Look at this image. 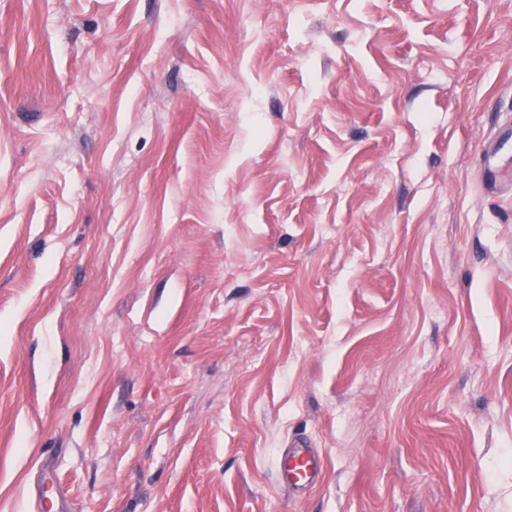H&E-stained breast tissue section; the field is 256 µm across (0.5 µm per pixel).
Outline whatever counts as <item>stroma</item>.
Segmentation results:
<instances>
[{"label": "stroma", "mask_w": 512, "mask_h": 512, "mask_svg": "<svg viewBox=\"0 0 512 512\" xmlns=\"http://www.w3.org/2000/svg\"><path fill=\"white\" fill-rule=\"evenodd\" d=\"M510 126L512 0H0V512H512ZM322 465L314 452L297 447L280 461L283 479L296 490H305L320 478Z\"/></svg>", "instance_id": "obj_1"}]
</instances>
